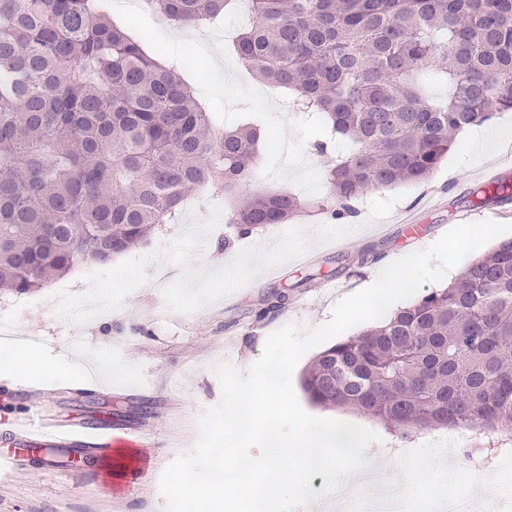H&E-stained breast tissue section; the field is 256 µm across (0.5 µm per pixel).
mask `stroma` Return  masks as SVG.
Wrapping results in <instances>:
<instances>
[{
	"label": "stroma",
	"instance_id": "1",
	"mask_svg": "<svg viewBox=\"0 0 512 512\" xmlns=\"http://www.w3.org/2000/svg\"><path fill=\"white\" fill-rule=\"evenodd\" d=\"M114 24L142 40L148 54L161 63L178 57L182 49L173 42L174 26L166 24L143 0L132 12L110 8ZM238 8H231L197 27V53L204 58L213 45L224 51V63L206 62L202 69L183 68L179 75L199 102L227 127L260 120L266 135L277 138L280 150L259 147L260 161L253 189L274 192L287 189L306 199H325V167L340 155V145L327 153L312 148L319 126L308 115L294 111L286 89L257 78L240 79L238 61L231 51L236 33L247 26ZM512 127V112L481 126L483 146H474L468 133L458 137L431 179L419 185H401L375 191L356 204L349 223L354 233L341 243H323L303 255L258 274L226 298L192 314L170 311L155 280L165 270L151 264L148 282L130 294L117 310L76 325L53 311L52 298L65 291L80 295L89 288L87 276L101 264L81 262L66 275L42 288L19 294L0 293V320H11L21 335L34 337L42 354L63 369L57 388L46 401L58 421L74 418L97 425L150 430L149 447L136 456L138 469L127 461L93 459L87 466H60L51 472L32 459L27 470H0V512H164L158 489L161 473L178 455L197 441L199 419L221 399L214 364H252L267 337L283 325L306 327L325 323L334 304L375 280L394 260L432 245L445 231L466 222L493 220L512 223V206L471 207L472 192L483 185L488 170L512 160V140L500 137ZM270 224L256 237L238 236L233 225L218 221L209 235L216 253H202L195 267H214L215 256L231 262L241 249L260 244L270 247L284 232ZM287 297L281 308H271V298ZM93 353L102 365L99 392L85 391L82 353ZM309 350L297 364L292 385L301 406L320 418L351 419L376 432L397 456L384 477L400 488L412 512H428L439 491L471 495L475 473L464 463L466 449L474 447L476 432L468 429H422L409 435L394 432L378 419L346 408L313 403L302 387V377L316 357ZM454 460V469H441L440 459Z\"/></svg>",
	"mask_w": 512,
	"mask_h": 512
}]
</instances>
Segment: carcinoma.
I'll return each instance as SVG.
<instances>
[{"instance_id": "carcinoma-1", "label": "carcinoma", "mask_w": 512, "mask_h": 512, "mask_svg": "<svg viewBox=\"0 0 512 512\" xmlns=\"http://www.w3.org/2000/svg\"><path fill=\"white\" fill-rule=\"evenodd\" d=\"M232 0H147L198 26ZM240 63L288 89L347 145L322 201L247 192L263 131L226 128L109 19L105 0H0V288L25 293L108 263L175 222L190 190L235 196L247 235L306 208L334 220L365 195L429 180L456 137L512 111V0H252ZM448 86L430 97L427 80ZM512 199V178L469 205ZM303 387L404 435L467 427L512 437V238L320 352Z\"/></svg>"}]
</instances>
